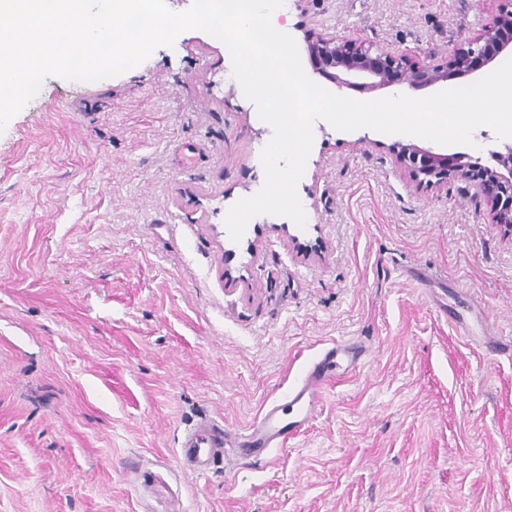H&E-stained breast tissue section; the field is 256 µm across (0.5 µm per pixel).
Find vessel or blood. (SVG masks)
I'll return each instance as SVG.
<instances>
[{"label":"vessel or blood","instance_id":"b4317fda","mask_svg":"<svg viewBox=\"0 0 512 512\" xmlns=\"http://www.w3.org/2000/svg\"><path fill=\"white\" fill-rule=\"evenodd\" d=\"M454 323L464 336L480 337L491 352L512 357V338L499 336L488 327L474 332L471 319L461 315L455 316ZM369 354V347L360 341L333 342L308 364L282 399L264 406L258 419L245 431L226 430L223 422L208 418L186 432L179 447L181 462L204 475L224 460L230 448L261 460L274 451L286 449L289 441L312 424L330 385L360 370Z\"/></svg>","mask_w":512,"mask_h":512}]
</instances>
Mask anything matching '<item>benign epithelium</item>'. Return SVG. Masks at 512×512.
<instances>
[{
  "mask_svg": "<svg viewBox=\"0 0 512 512\" xmlns=\"http://www.w3.org/2000/svg\"><path fill=\"white\" fill-rule=\"evenodd\" d=\"M498 8L480 32L464 40L442 57L427 61L411 54L389 51L370 42L336 34L304 32L312 71L339 88L362 92L393 87L429 88L469 76L490 66L502 54L512 51V0H497ZM506 152L493 154L498 168L454 153H437L414 145L397 147L398 163L419 188L432 189L461 180L491 204L494 223L512 236V144Z\"/></svg>",
  "mask_w": 512,
  "mask_h": 512,
  "instance_id": "1",
  "label": "benign epithelium"
}]
</instances>
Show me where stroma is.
<instances>
[{
	"mask_svg": "<svg viewBox=\"0 0 512 512\" xmlns=\"http://www.w3.org/2000/svg\"><path fill=\"white\" fill-rule=\"evenodd\" d=\"M496 0H288L312 29L425 59ZM272 136L202 30L93 83L50 76L0 133V512H512V237L464 182L420 189L393 143L325 121L305 227L224 218ZM370 343L308 430L199 475L181 435L241 431L331 342ZM452 321L464 336L481 340L488 350L497 355H504L508 358L512 357V338L506 339L503 336H499L490 327L486 326L484 328L483 325H481L482 335L478 336L473 330L472 320L462 315L453 317Z\"/></svg>",
	"mask_w": 512,
	"mask_h": 512,
	"instance_id": "35a3bbf8",
	"label": "stroma"
}]
</instances>
